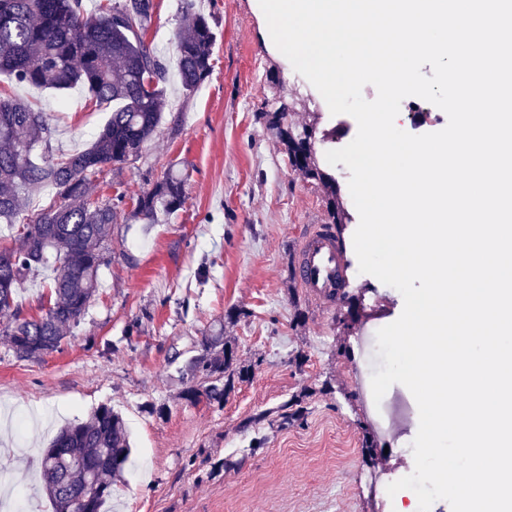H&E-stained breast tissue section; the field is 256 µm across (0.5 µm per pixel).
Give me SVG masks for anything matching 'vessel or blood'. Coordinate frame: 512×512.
<instances>
[{
    "instance_id": "b4317fda",
    "label": "vessel or blood",
    "mask_w": 512,
    "mask_h": 512,
    "mask_svg": "<svg viewBox=\"0 0 512 512\" xmlns=\"http://www.w3.org/2000/svg\"><path fill=\"white\" fill-rule=\"evenodd\" d=\"M294 254L303 292L318 309H332L349 285V264L335 227L310 225Z\"/></svg>"
}]
</instances>
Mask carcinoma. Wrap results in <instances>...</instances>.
Returning <instances> with one entry per match:
<instances>
[{"label":"carcinoma","instance_id":"obj_1","mask_svg":"<svg viewBox=\"0 0 512 512\" xmlns=\"http://www.w3.org/2000/svg\"><path fill=\"white\" fill-rule=\"evenodd\" d=\"M190 14L178 38L177 73L186 93L210 75L216 34L209 18L195 12L194 0H181ZM98 16L86 13L84 0H0V80L64 92L86 87L96 105L112 104L103 129L81 152L53 156L54 129L47 113L29 101L0 93V224L14 231V245L0 246V336L23 359H39L60 347L67 329L77 327L98 288L102 266L112 259V227L119 204L94 195L98 175L136 157L162 123L163 97L170 67L145 33L154 18V0H107ZM287 112L277 113L275 129L291 165L333 187L328 208L340 224L335 180L320 167L316 128L294 134ZM49 203L18 221L21 201L44 188ZM185 178L172 171L138 197L133 217L157 224L183 208ZM53 273L47 305L38 317H24L15 303L23 284L46 265ZM193 385L185 399L224 402L235 382L253 374L234 365V350L224 331L202 340V353L189 363ZM302 415L288 404L262 411L251 423L282 429ZM132 452L122 415L107 405L85 421L63 427L39 460L44 492L53 512H105L112 484Z\"/></svg>","mask_w":512,"mask_h":512}]
</instances>
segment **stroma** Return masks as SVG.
I'll return each mask as SVG.
<instances>
[{"mask_svg": "<svg viewBox=\"0 0 512 512\" xmlns=\"http://www.w3.org/2000/svg\"><path fill=\"white\" fill-rule=\"evenodd\" d=\"M196 2L217 34L210 76L189 96L170 78L156 134L98 180L99 193L122 198L128 212L175 167L186 203L158 224L118 221L97 295L56 351L25 360L0 338V473L13 476L22 512H52L39 450L108 405L132 446L111 512H393L414 492L374 498L370 473L397 481L412 473L413 453L372 431L351 369L364 328L398 319L403 297L360 273L352 251L349 301L321 310L298 288L294 246L307 225L328 223L330 191L290 165L270 118L286 108L297 133L328 118L315 114L316 90L297 86L254 0ZM154 6L145 38L175 60L187 24L180 0ZM9 92L48 113L58 153L87 147L110 115L80 87ZM217 328L254 374L223 403L189 402V363ZM299 395L294 425L250 426ZM20 413L28 426L15 424Z\"/></svg>", "mask_w": 512, "mask_h": 512, "instance_id": "35a3bbf8", "label": "stroma"}]
</instances>
